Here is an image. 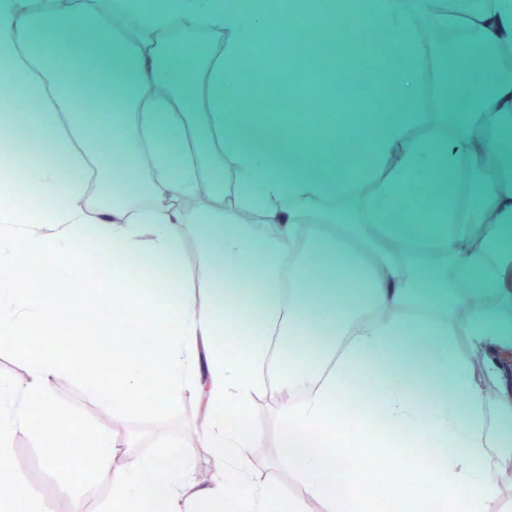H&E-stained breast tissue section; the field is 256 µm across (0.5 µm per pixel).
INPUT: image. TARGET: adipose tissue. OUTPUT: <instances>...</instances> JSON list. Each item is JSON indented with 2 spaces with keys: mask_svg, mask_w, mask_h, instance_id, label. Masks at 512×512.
I'll use <instances>...</instances> for the list:
<instances>
[{
  "mask_svg": "<svg viewBox=\"0 0 512 512\" xmlns=\"http://www.w3.org/2000/svg\"><path fill=\"white\" fill-rule=\"evenodd\" d=\"M431 4L114 0L100 16L50 6L36 16L0 0V85L23 105L4 119L38 156L23 195L0 188V339L27 368L22 384L0 379V486L12 490L0 512H42L11 443L52 431L110 470L102 512H223L228 501L238 512L274 502L301 512L242 466L258 442L246 414L275 343L289 350L274 388L283 461L325 512H380L383 500L389 512H495L489 477L512 465V0ZM352 14L360 25L345 26ZM301 16L320 21L312 45L282 44L254 62ZM90 17L95 40L76 39ZM185 18L224 30L221 52L201 61L168 49ZM368 25L383 37V85L362 64ZM429 25L456 35L453 78L433 75ZM75 74L93 111L71 106ZM313 89L319 112L292 122V104ZM355 97L367 108L348 109ZM216 156L234 167L232 204L184 210L202 178L221 188L223 167L201 163ZM466 162L484 171L474 198L448 179ZM422 184V206L409 207ZM243 211L260 223H242ZM187 236L197 244L190 271L180 263ZM90 250L110 273L112 350L87 343L62 354L59 333L77 308L102 302ZM36 268L49 275L31 292ZM193 275L209 284L205 304ZM477 294L495 306L473 307ZM93 358L112 368L118 410L200 399L223 477L202 479L185 458L156 482L113 467L111 433L76 428L55 396L64 376L98 391L86 373ZM363 378L390 440L341 434L339 397ZM404 454L413 473L394 465ZM360 485L373 494L354 496Z\"/></svg>",
  "mask_w": 512,
  "mask_h": 512,
  "instance_id": "obj_1",
  "label": "adipose tissue"
}]
</instances>
